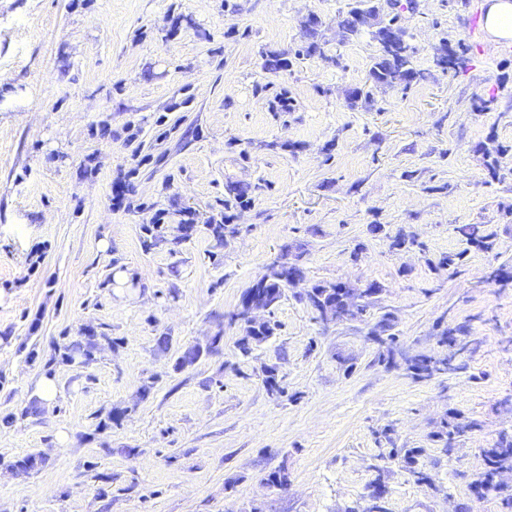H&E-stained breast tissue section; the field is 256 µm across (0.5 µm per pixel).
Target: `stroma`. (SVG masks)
<instances>
[{"label": "stroma", "mask_w": 512, "mask_h": 512, "mask_svg": "<svg viewBox=\"0 0 512 512\" xmlns=\"http://www.w3.org/2000/svg\"><path fill=\"white\" fill-rule=\"evenodd\" d=\"M348 2L0 0V512H512L474 491L483 449L512 431V286L485 280L512 262V42L478 51L483 0H417L402 24L434 77L376 86V42L336 27ZM312 14L322 55L269 79L262 53L297 46ZM460 41L467 69L436 71ZM268 82L294 111L270 110ZM355 87L369 98L350 102ZM237 183L253 202L222 243L206 225ZM188 210L187 239L146 246L157 214L172 227ZM462 224L493 225L495 252L466 249ZM399 231L417 246L391 249ZM286 244L308 283L378 282L371 318L323 325L288 288L274 336L242 356L230 316ZM460 251L458 272L438 267ZM386 313L408 355L468 324L464 370L417 381L379 360L367 333ZM88 335L94 360L62 363ZM47 373L56 402L29 413ZM453 413L478 426L449 452Z\"/></svg>", "instance_id": "1"}]
</instances>
